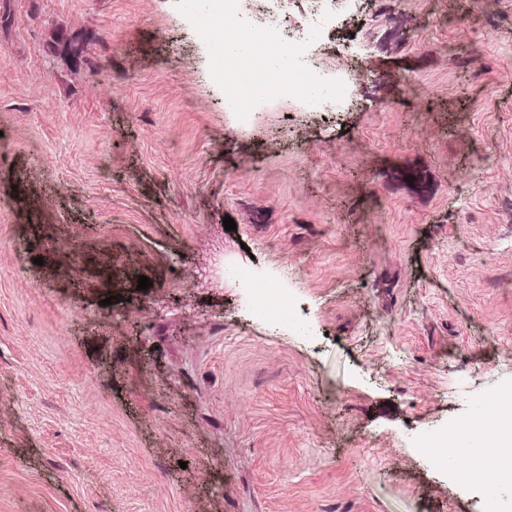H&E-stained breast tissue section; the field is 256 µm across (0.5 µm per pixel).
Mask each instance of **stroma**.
Masks as SVG:
<instances>
[{
    "instance_id": "35a3bbf8",
    "label": "stroma",
    "mask_w": 512,
    "mask_h": 512,
    "mask_svg": "<svg viewBox=\"0 0 512 512\" xmlns=\"http://www.w3.org/2000/svg\"><path fill=\"white\" fill-rule=\"evenodd\" d=\"M315 61L343 111L243 125L173 0H0V512L512 505L433 452L512 391V0H366Z\"/></svg>"
}]
</instances>
